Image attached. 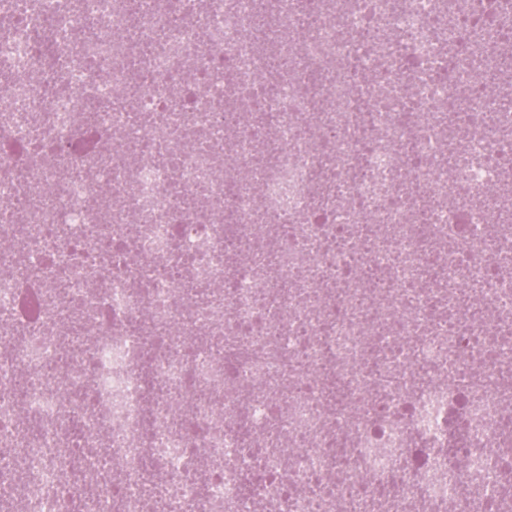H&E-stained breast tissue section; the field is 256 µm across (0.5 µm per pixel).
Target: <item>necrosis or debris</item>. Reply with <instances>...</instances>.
Listing matches in <instances>:
<instances>
[{"label": "necrosis or debris", "mask_w": 512, "mask_h": 512, "mask_svg": "<svg viewBox=\"0 0 512 512\" xmlns=\"http://www.w3.org/2000/svg\"><path fill=\"white\" fill-rule=\"evenodd\" d=\"M507 0H0V512H505Z\"/></svg>", "instance_id": "1"}]
</instances>
